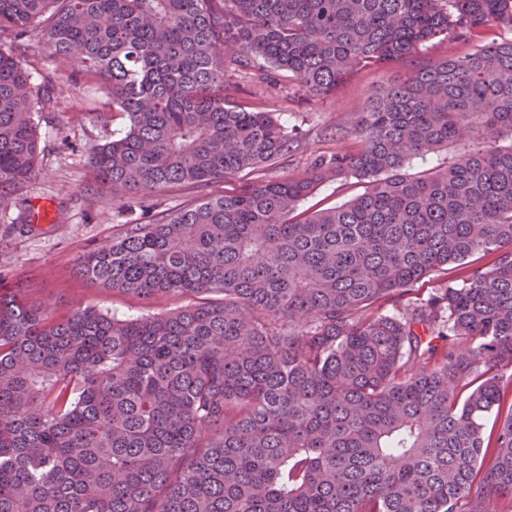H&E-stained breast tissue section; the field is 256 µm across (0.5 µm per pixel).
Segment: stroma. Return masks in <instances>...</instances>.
Returning <instances> with one entry per match:
<instances>
[{"label":"stroma","instance_id":"obj_1","mask_svg":"<svg viewBox=\"0 0 512 512\" xmlns=\"http://www.w3.org/2000/svg\"><path fill=\"white\" fill-rule=\"evenodd\" d=\"M511 39V31L492 26L468 41L452 36L437 40L384 68L354 72L336 93L325 97L306 96L297 83L273 70L233 72L238 103L275 113L291 135L288 152L264 168L263 178L300 175L320 156L356 151L355 121L369 96L426 64ZM27 53L39 72L54 73L57 91L54 108L39 122L43 176L25 189L16 205L0 211V281L24 283L28 302L47 308L58 318L85 306L121 318H137L189 305L186 297L164 296L148 302L104 290L78 274V262L127 225L147 224L169 210L223 195L247 184V177L236 176L205 187L170 185L143 196L87 193L91 180L88 152L121 132L124 117L115 115L106 127L90 119L88 100L93 90L82 67L76 59L49 56L40 35L30 37ZM42 200L50 202V214L41 222L31 220L30 208Z\"/></svg>","mask_w":512,"mask_h":512}]
</instances>
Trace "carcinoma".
I'll return each mask as SVG.
<instances>
[{"label":"carcinoma","instance_id":"obj_1","mask_svg":"<svg viewBox=\"0 0 512 512\" xmlns=\"http://www.w3.org/2000/svg\"><path fill=\"white\" fill-rule=\"evenodd\" d=\"M490 24L512 31V0H0V210L42 175L38 125L56 84L34 83L24 60L37 30L107 89L90 102L99 123L127 116L88 153L96 191L125 196L288 151L274 113L224 87L229 66H269L324 95ZM355 133V153L130 224L79 261L106 290L198 303L58 320L19 282L0 293V512L512 502V40L369 97ZM471 136L480 146L447 167L405 172ZM348 176L365 191L298 210ZM450 270L463 274L417 297Z\"/></svg>","mask_w":512,"mask_h":512}]
</instances>
